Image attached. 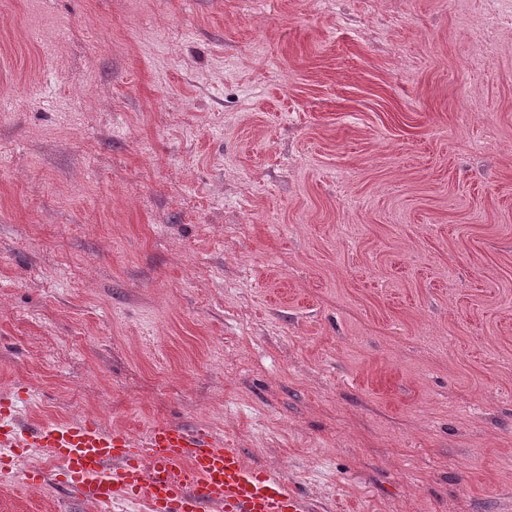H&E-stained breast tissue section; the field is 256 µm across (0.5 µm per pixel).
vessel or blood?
Segmentation results:
<instances>
[{
    "mask_svg": "<svg viewBox=\"0 0 512 512\" xmlns=\"http://www.w3.org/2000/svg\"><path fill=\"white\" fill-rule=\"evenodd\" d=\"M0 400V477L9 478L30 448L47 449L52 473L28 471L29 484L52 483L84 504L145 501L148 512H308L306 498L278 471L248 464L242 449L210 431L173 423L144 440L94 419L26 426L20 406Z\"/></svg>",
    "mask_w": 512,
    "mask_h": 512,
    "instance_id": "vessel-or-blood-1",
    "label": "vessel or blood"
}]
</instances>
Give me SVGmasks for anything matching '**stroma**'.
<instances>
[{"instance_id": "stroma-1", "label": "stroma", "mask_w": 512, "mask_h": 512, "mask_svg": "<svg viewBox=\"0 0 512 512\" xmlns=\"http://www.w3.org/2000/svg\"><path fill=\"white\" fill-rule=\"evenodd\" d=\"M0 398L224 437L314 512H512L500 0H0ZM0 512L74 505L25 475Z\"/></svg>"}]
</instances>
